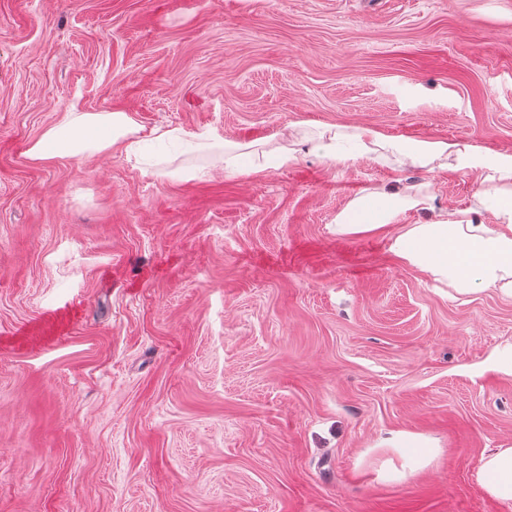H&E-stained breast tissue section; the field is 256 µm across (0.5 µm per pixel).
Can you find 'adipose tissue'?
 <instances>
[{
    "mask_svg": "<svg viewBox=\"0 0 512 512\" xmlns=\"http://www.w3.org/2000/svg\"><path fill=\"white\" fill-rule=\"evenodd\" d=\"M280 149L282 161L296 159L304 144L344 166L358 157L372 160L384 154L396 155L399 162L428 165L456 155L454 143L436 140L403 144L387 139L372 128L324 127L315 133L292 126ZM175 141L189 150L223 146L221 160L227 168L237 165L233 143H220L207 132H192L181 127L157 126L143 130L133 117L124 112H83L71 110L55 126L44 131L31 145L28 155L36 161L51 158H87L104 150L120 147L127 154H139L142 143ZM465 167L482 170L495 165L498 184L478 191L475 206L438 217L429 224L401 226L392 249L405 264L448 284L457 293L468 291L470 274L512 299V156L487 163L479 157L463 158ZM427 196L381 189L350 201L337 215L334 230L339 235H358L377 228L399 224L406 210L426 205ZM492 214L490 224L475 223L474 210ZM478 479L495 498L512 500V448H501L488 455L478 472Z\"/></svg>",
    "mask_w": 512,
    "mask_h": 512,
    "instance_id": "adipose-tissue-1",
    "label": "adipose tissue"
}]
</instances>
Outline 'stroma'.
<instances>
[{
    "label": "stroma",
    "mask_w": 512,
    "mask_h": 512,
    "mask_svg": "<svg viewBox=\"0 0 512 512\" xmlns=\"http://www.w3.org/2000/svg\"><path fill=\"white\" fill-rule=\"evenodd\" d=\"M73 108L239 169L32 161ZM293 124L512 156V0H0V512H512L477 478L512 448V300L404 264L397 226L333 230L374 190L423 186L426 224L479 182L283 164Z\"/></svg>",
    "instance_id": "stroma-1"
}]
</instances>
